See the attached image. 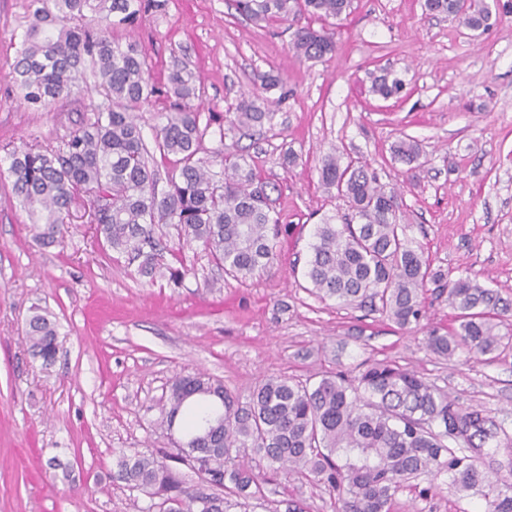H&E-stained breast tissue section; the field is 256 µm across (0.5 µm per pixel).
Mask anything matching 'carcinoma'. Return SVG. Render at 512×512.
Returning <instances> with one entry per match:
<instances>
[{"label":"carcinoma","instance_id":"carcinoma-1","mask_svg":"<svg viewBox=\"0 0 512 512\" xmlns=\"http://www.w3.org/2000/svg\"><path fill=\"white\" fill-rule=\"evenodd\" d=\"M236 12L256 22L294 23L307 14L324 23L347 12L350 0H232ZM12 80L23 103L46 110L80 94L95 78L99 101L85 105L78 123L48 143H23L8 151L12 192L27 210L41 245L62 243L61 224L77 200L86 223L112 251L141 259L143 276L168 277L182 285L191 270L162 262L165 249L155 226L169 224L184 243H193L245 280L278 259L285 230L266 185L256 181L244 157L224 150L208 161L199 156L209 125H201V87L185 65L169 73L166 94L173 108L157 115L154 148L176 157L158 190L139 113L156 93L146 58L133 42L115 41L112 30L158 0H31ZM433 15L484 31L492 13L486 0H425ZM291 49L308 61L336 50L334 33L298 26ZM404 81L390 72L372 80L384 99L400 94ZM253 92L236 106L230 126L263 128L274 113ZM419 147L401 139L393 158L413 163ZM322 185L346 199L351 215L343 223L316 225L307 262L309 292L320 300L378 312L404 329L420 321V295L433 283L448 292L458 310L457 326L434 328L427 346L452 359L460 350L490 355L512 344L496 332L512 316V300L478 281L434 270L409 245L396 195L366 161L342 162L332 152L319 168ZM33 355L46 364L57 352V326L35 314L26 331ZM187 417L188 462L199 461L194 488L187 472L167 455L127 448L117 461L118 478L148 495L142 512H230L261 493L252 462L289 467L336 494L337 512H391L405 484L422 476L448 474L461 498L480 497L485 512H512V481L500 475L512 467V439L482 410L461 408L416 371L392 362L365 365L351 377L342 371L317 381L270 376L245 400L201 372L178 376L160 408L157 428L170 431Z\"/></svg>","mask_w":512,"mask_h":512}]
</instances>
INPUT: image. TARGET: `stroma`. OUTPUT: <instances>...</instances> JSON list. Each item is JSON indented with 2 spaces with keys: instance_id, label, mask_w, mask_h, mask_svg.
<instances>
[{
  "instance_id": "35a3bbf8",
  "label": "stroma",
  "mask_w": 512,
  "mask_h": 512,
  "mask_svg": "<svg viewBox=\"0 0 512 512\" xmlns=\"http://www.w3.org/2000/svg\"><path fill=\"white\" fill-rule=\"evenodd\" d=\"M29 2L0 0V512H141L145 496L117 477L119 451L171 447L154 422L182 372L219 378L244 398L266 376H354L362 364L394 361L512 434V348L489 360L431 353L429 331L452 327L456 316L439 288L427 286L420 322L401 330L380 314L317 299L304 277L316 225L349 211L319 179L322 156L334 151L366 159L396 189L405 236L432 268L512 298L511 10L495 6L478 34L428 13L425 0H352L333 27L335 54L319 62L295 56L287 25L254 23L231 0H164L117 29L145 53L158 89L140 121L145 141L171 104L163 93L170 71L185 63L203 85V157L244 156L273 185L289 226L277 263L243 283L201 247L166 236L165 263L192 270L176 288L139 275L79 218L64 225L62 245L36 241L3 147L53 140L79 120L82 102L34 111L12 88ZM383 69L405 82L396 98L371 91ZM267 73L285 82L267 93L276 103L271 126L230 130V108ZM403 137L420 145L410 165L392 157ZM37 313L57 325L48 364L26 337ZM290 500L304 512H334L323 485L280 469L267 471L247 512H285ZM483 509L479 498L458 499L441 475L400 491L391 512Z\"/></svg>"
}]
</instances>
